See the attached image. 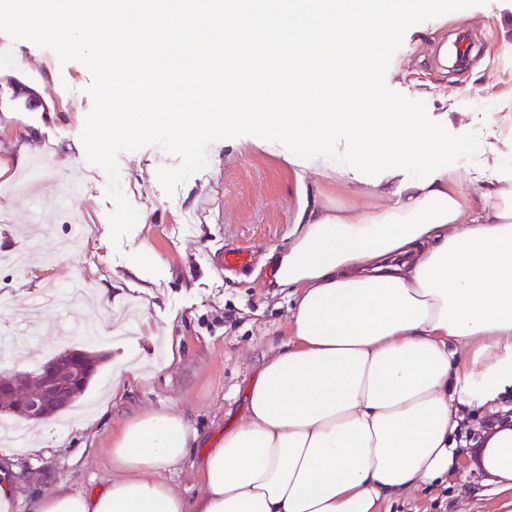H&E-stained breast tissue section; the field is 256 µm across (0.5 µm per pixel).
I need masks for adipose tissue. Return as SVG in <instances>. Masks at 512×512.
I'll list each match as a JSON object with an SVG mask.
<instances>
[{"label":"adipose tissue","mask_w":512,"mask_h":512,"mask_svg":"<svg viewBox=\"0 0 512 512\" xmlns=\"http://www.w3.org/2000/svg\"><path fill=\"white\" fill-rule=\"evenodd\" d=\"M483 140L485 173L419 188L310 165L357 200L315 192L266 254L294 297L293 340L253 375L244 418L203 447L181 415L135 416L112 434L104 483L58 482L29 512H380L446 481L469 419L498 414L477 466L512 490V141L495 124ZM183 466L192 499L165 477Z\"/></svg>","instance_id":"obj_1"}]
</instances>
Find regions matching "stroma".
Instances as JSON below:
<instances>
[{"mask_svg": "<svg viewBox=\"0 0 512 512\" xmlns=\"http://www.w3.org/2000/svg\"><path fill=\"white\" fill-rule=\"evenodd\" d=\"M463 31L478 37L468 67L441 75L436 59L419 56ZM91 81L81 62H60L52 50L0 34V181L16 180L19 147L48 155L51 164L26 195L0 194V372L33 371L72 347L104 356L83 395L57 414L58 445L34 454L16 449L11 465L26 478L16 485L13 512H27L55 482L82 490L106 480L104 450L135 415L181 414L202 440L214 439L241 414L264 358L292 340L294 298L257 269L269 250L290 243L298 212L315 191L310 174L288 164L280 146L258 147L242 135L212 143L207 167L169 195L157 172L179 166L178 156L157 145L121 154L122 190L145 219L113 245L107 177L88 162L81 139L93 108ZM385 82L401 94L425 90L431 112L440 111L442 95L487 86L469 109L488 108L503 136H511L512 0L450 12L442 26L417 24L394 53ZM77 231L79 248L59 262L57 245ZM221 247L249 249L252 260L224 270L213 260ZM78 278L89 282L95 306L49 304ZM116 307L148 315L152 329L125 331L112 315ZM130 366L137 374H127ZM117 382L123 395L109 399ZM382 509L512 512V494L484 482L474 457L464 456L448 483Z\"/></svg>", "mask_w": 512, "mask_h": 512, "instance_id": "stroma-1", "label": "stroma"}]
</instances>
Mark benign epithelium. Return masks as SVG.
Instances as JSON below:
<instances>
[{"mask_svg":"<svg viewBox=\"0 0 512 512\" xmlns=\"http://www.w3.org/2000/svg\"><path fill=\"white\" fill-rule=\"evenodd\" d=\"M97 367L80 349H67L28 373L32 388L24 396L16 391L22 378L0 375V409L27 420H46L64 410L71 399L86 390Z\"/></svg>","mask_w":512,"mask_h":512,"instance_id":"benign-epithelium-1","label":"benign epithelium"}]
</instances>
